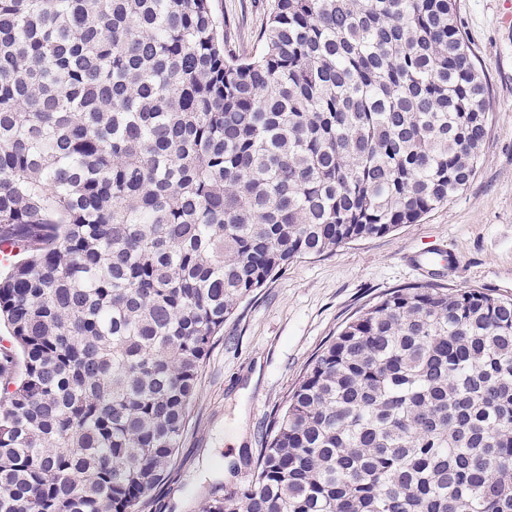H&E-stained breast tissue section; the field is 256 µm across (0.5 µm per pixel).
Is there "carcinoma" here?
I'll list each match as a JSON object with an SVG mask.
<instances>
[{
	"mask_svg": "<svg viewBox=\"0 0 512 512\" xmlns=\"http://www.w3.org/2000/svg\"><path fill=\"white\" fill-rule=\"evenodd\" d=\"M259 43L211 0H0V512H144L239 305L474 177L455 0H274ZM201 512H512V299L360 309Z\"/></svg>",
	"mask_w": 512,
	"mask_h": 512,
	"instance_id": "carcinoma-1",
	"label": "carcinoma"
}]
</instances>
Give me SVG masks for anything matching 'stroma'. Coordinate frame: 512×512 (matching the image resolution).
Returning <instances> with one entry per match:
<instances>
[{"instance_id": "stroma-1", "label": "stroma", "mask_w": 512, "mask_h": 512, "mask_svg": "<svg viewBox=\"0 0 512 512\" xmlns=\"http://www.w3.org/2000/svg\"><path fill=\"white\" fill-rule=\"evenodd\" d=\"M273 0H212L228 49L254 54ZM463 30L490 89L489 133L474 178L447 204L382 236L291 262L224 324L198 378L179 449L145 512H199L248 476L261 436L318 351L359 309L412 283L485 288L512 298V31L505 0H456ZM458 255L453 265L419 266V253ZM245 440L227 436L237 411Z\"/></svg>"}]
</instances>
